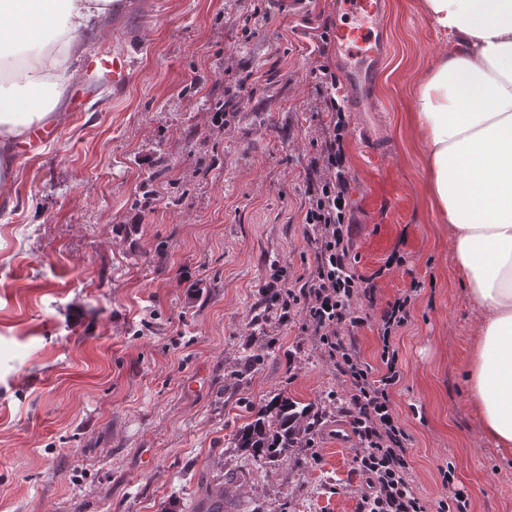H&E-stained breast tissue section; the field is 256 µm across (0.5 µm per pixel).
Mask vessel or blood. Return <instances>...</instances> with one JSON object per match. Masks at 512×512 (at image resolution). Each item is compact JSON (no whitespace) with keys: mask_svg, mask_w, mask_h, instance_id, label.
Returning <instances> with one entry per match:
<instances>
[{"mask_svg":"<svg viewBox=\"0 0 512 512\" xmlns=\"http://www.w3.org/2000/svg\"><path fill=\"white\" fill-rule=\"evenodd\" d=\"M343 22L337 23L334 41L345 55L341 68L345 76L353 109L373 111L372 88L388 52V34L383 19L386 0H337ZM91 71L102 72L113 88L124 87L131 75L128 55L108 51L97 53L89 64Z\"/></svg>","mask_w":512,"mask_h":512,"instance_id":"vessel-or-blood-1","label":"vessel or blood"}]
</instances>
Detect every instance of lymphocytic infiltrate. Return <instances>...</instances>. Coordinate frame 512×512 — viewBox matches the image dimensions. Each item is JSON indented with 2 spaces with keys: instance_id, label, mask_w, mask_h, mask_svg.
Instances as JSON below:
<instances>
[{
  "instance_id": "obj_1",
  "label": "lymphocytic infiltrate",
  "mask_w": 512,
  "mask_h": 512,
  "mask_svg": "<svg viewBox=\"0 0 512 512\" xmlns=\"http://www.w3.org/2000/svg\"><path fill=\"white\" fill-rule=\"evenodd\" d=\"M336 90L335 73L320 65L316 99L320 111L331 113L332 119L304 170L302 216L315 263L293 283L281 273H272L260 292L280 321L299 315L304 328L317 337L323 357L347 386L336 409L349 420L356 438L354 463L368 485L357 512H447L452 504L458 512H465L467 501L450 477L442 479L447 497L436 504L416 493L410 480V437L392 410L391 393L401 380L392 338L410 319L412 294L402 293L376 317L382 340L380 367L364 361L352 339L354 328L366 322L358 307L363 302L374 304L375 290L348 261L352 229L345 152L348 123Z\"/></svg>"
}]
</instances>
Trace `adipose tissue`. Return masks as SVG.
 Segmentation results:
<instances>
[{
    "label": "adipose tissue",
    "instance_id": "obj_1",
    "mask_svg": "<svg viewBox=\"0 0 512 512\" xmlns=\"http://www.w3.org/2000/svg\"><path fill=\"white\" fill-rule=\"evenodd\" d=\"M113 0H0V144L63 121L73 63ZM448 47L415 88L410 124L448 254L479 315L465 369L485 435L512 456V0H423Z\"/></svg>",
    "mask_w": 512,
    "mask_h": 512
}]
</instances>
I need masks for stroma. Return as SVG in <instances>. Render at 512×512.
<instances>
[{
    "label": "stroma",
    "mask_w": 512,
    "mask_h": 512,
    "mask_svg": "<svg viewBox=\"0 0 512 512\" xmlns=\"http://www.w3.org/2000/svg\"><path fill=\"white\" fill-rule=\"evenodd\" d=\"M127 0L96 49L133 56L120 91L18 153L0 210V512H194L203 481L234 512H356L367 491L355 438L330 405L345 386L299 319L253 324L271 269L314 263L303 174L331 115L314 105L336 0ZM390 53L377 109L348 112L349 263L378 306L421 284L393 339V411L411 437L417 494L512 512V459L484 438L463 371L476 314L448 261L407 116L446 42L421 0H388ZM226 125L213 115L228 99ZM268 353L240 373L247 346ZM325 411L315 444L254 467L238 429L275 395Z\"/></svg>",
    "instance_id": "1"
}]
</instances>
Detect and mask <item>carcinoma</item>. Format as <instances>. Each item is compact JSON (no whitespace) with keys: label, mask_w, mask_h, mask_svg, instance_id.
<instances>
[{"label":"carcinoma","mask_w":512,"mask_h":512,"mask_svg":"<svg viewBox=\"0 0 512 512\" xmlns=\"http://www.w3.org/2000/svg\"><path fill=\"white\" fill-rule=\"evenodd\" d=\"M316 417L312 404L278 395L260 406L254 419L240 428L236 447L249 451L258 464L286 459L313 435ZM196 512H226L224 487H208Z\"/></svg>","instance_id":"1"}]
</instances>
